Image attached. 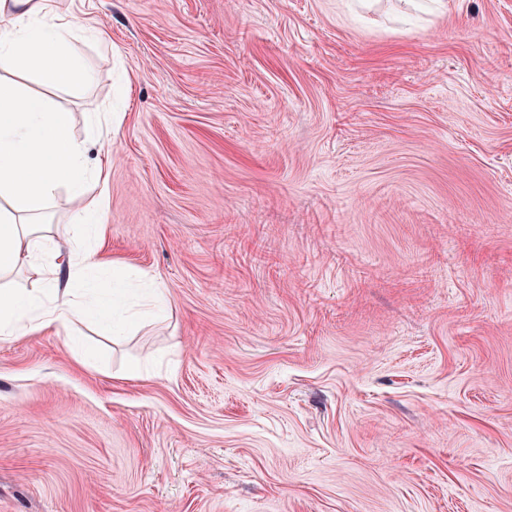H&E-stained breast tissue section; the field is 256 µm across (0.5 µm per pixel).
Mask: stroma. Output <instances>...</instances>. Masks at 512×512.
I'll return each instance as SVG.
<instances>
[{"mask_svg":"<svg viewBox=\"0 0 512 512\" xmlns=\"http://www.w3.org/2000/svg\"><path fill=\"white\" fill-rule=\"evenodd\" d=\"M60 6L167 311L0 340V512H512V0Z\"/></svg>","mask_w":512,"mask_h":512,"instance_id":"stroma-1","label":"stroma"}]
</instances>
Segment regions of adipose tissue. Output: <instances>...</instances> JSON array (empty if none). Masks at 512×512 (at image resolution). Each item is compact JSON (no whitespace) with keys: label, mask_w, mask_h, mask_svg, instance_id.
<instances>
[{"label":"adipose tissue","mask_w":512,"mask_h":512,"mask_svg":"<svg viewBox=\"0 0 512 512\" xmlns=\"http://www.w3.org/2000/svg\"><path fill=\"white\" fill-rule=\"evenodd\" d=\"M84 19L58 10L56 0H0V340L69 329L96 321L97 289L77 291L73 279L95 268L85 244L104 231L109 173L89 165L90 143L108 117L85 118L76 137L70 113L45 95L21 88V79L90 85L94 77L72 50ZM79 206L66 224L41 219L59 189ZM70 252H62L61 243Z\"/></svg>","instance_id":"adipose-tissue-1"}]
</instances>
